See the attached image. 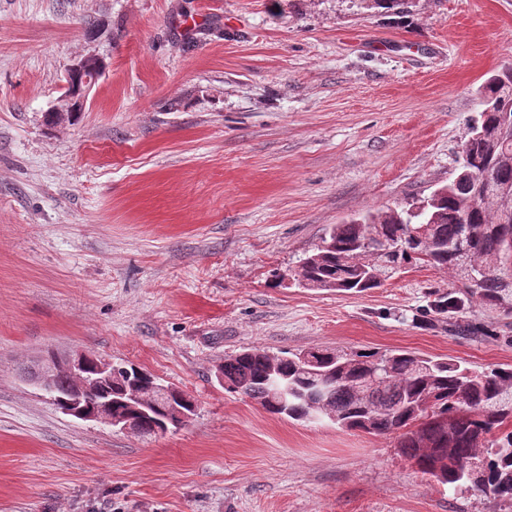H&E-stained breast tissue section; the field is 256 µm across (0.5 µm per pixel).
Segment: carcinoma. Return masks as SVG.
Here are the masks:
<instances>
[{"label": "carcinoma", "mask_w": 512, "mask_h": 512, "mask_svg": "<svg viewBox=\"0 0 512 512\" xmlns=\"http://www.w3.org/2000/svg\"><path fill=\"white\" fill-rule=\"evenodd\" d=\"M482 110L458 151L457 174L430 196L332 225L325 242L301 259L304 288L362 293L388 273L427 265L454 278L425 314L454 320L477 305L512 317V271L497 268L512 252V67L480 90ZM129 376L89 388L84 404H112L126 414L122 392L154 376ZM224 389L257 401L272 415L309 421L318 398L342 429L398 435L399 453L458 493L512 503V365L471 371L414 351L311 348L276 356L253 348L224 359ZM73 377L52 375L54 396L67 398Z\"/></svg>", "instance_id": "cac0c4a2"}]
</instances>
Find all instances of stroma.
I'll return each mask as SVG.
<instances>
[{"label":"stroma","mask_w":512,"mask_h":512,"mask_svg":"<svg viewBox=\"0 0 512 512\" xmlns=\"http://www.w3.org/2000/svg\"><path fill=\"white\" fill-rule=\"evenodd\" d=\"M92 52L83 111L47 124ZM510 65L512 0H0V512H512L214 376L254 347L512 365V318L419 320L447 271L277 280L330 225L448 184ZM49 350L139 366L197 414L149 441L67 415L23 379Z\"/></svg>","instance_id":"stroma-1"}]
</instances>
